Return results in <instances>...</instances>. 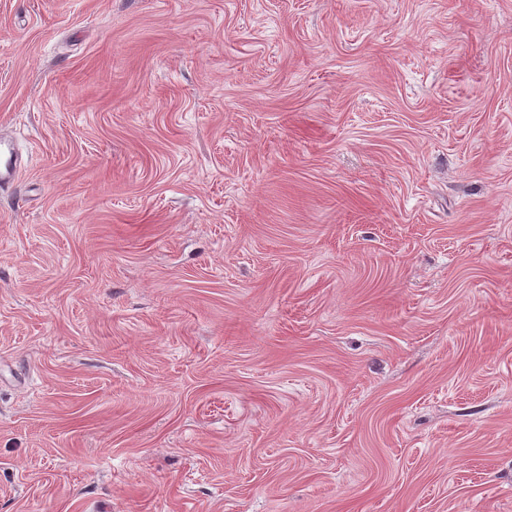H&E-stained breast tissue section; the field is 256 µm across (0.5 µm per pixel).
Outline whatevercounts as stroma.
<instances>
[{
	"mask_svg": "<svg viewBox=\"0 0 512 512\" xmlns=\"http://www.w3.org/2000/svg\"><path fill=\"white\" fill-rule=\"evenodd\" d=\"M0 512H512V0H0Z\"/></svg>",
	"mask_w": 512,
	"mask_h": 512,
	"instance_id": "obj_1",
	"label": "stroma"
}]
</instances>
